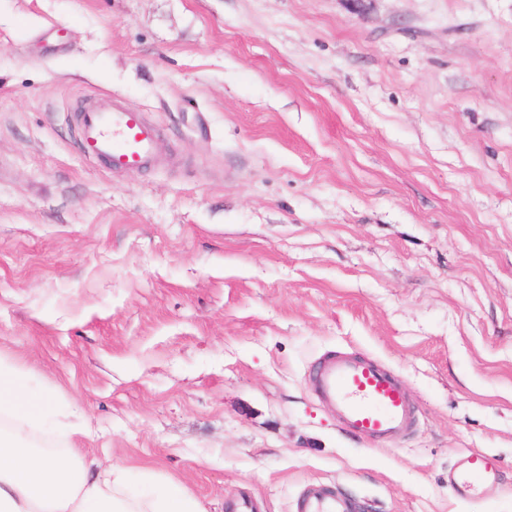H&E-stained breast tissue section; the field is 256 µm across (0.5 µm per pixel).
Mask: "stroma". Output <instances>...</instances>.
I'll use <instances>...</instances> for the list:
<instances>
[{
    "label": "stroma",
    "mask_w": 512,
    "mask_h": 512,
    "mask_svg": "<svg viewBox=\"0 0 512 512\" xmlns=\"http://www.w3.org/2000/svg\"><path fill=\"white\" fill-rule=\"evenodd\" d=\"M122 99L166 162L83 158ZM377 360L409 435L311 389ZM0 354L38 443L173 480L205 512H512V0H0ZM473 450L503 483L448 487ZM314 392L331 406L351 435L392 439L415 422V407L405 386L367 356L334 352L321 357ZM356 505L348 498L324 489L319 495H302L297 503V512H355Z\"/></svg>",
    "instance_id": "obj_1"
}]
</instances>
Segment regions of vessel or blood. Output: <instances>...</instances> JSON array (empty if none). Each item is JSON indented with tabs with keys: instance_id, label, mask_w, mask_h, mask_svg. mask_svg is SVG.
<instances>
[{
	"instance_id": "obj_1",
	"label": "vessel or blood",
	"mask_w": 512,
	"mask_h": 512,
	"mask_svg": "<svg viewBox=\"0 0 512 512\" xmlns=\"http://www.w3.org/2000/svg\"><path fill=\"white\" fill-rule=\"evenodd\" d=\"M77 147L90 161L112 171H137L159 165L162 133L143 112L110 96L91 100L76 116ZM314 392L331 406L342 429L363 438H393L415 422V407L405 386L371 358L355 352L322 356ZM500 465L489 453L461 456L448 483L462 498L495 488ZM354 503L331 490L301 496L297 512H354Z\"/></svg>"
}]
</instances>
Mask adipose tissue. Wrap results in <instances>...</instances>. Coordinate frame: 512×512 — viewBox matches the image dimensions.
<instances>
[{
	"label": "adipose tissue",
	"mask_w": 512,
	"mask_h": 512,
	"mask_svg": "<svg viewBox=\"0 0 512 512\" xmlns=\"http://www.w3.org/2000/svg\"><path fill=\"white\" fill-rule=\"evenodd\" d=\"M44 398L26 393L18 369L0 357V417L9 426L0 431V512H204L185 488L135 494L129 471L108 466L92 472L69 457L35 448L32 432L44 414Z\"/></svg>",
	"instance_id": "1"
}]
</instances>
